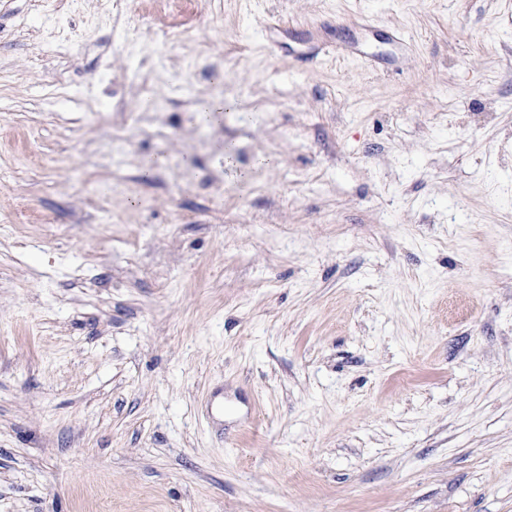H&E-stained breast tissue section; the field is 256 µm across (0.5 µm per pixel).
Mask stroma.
Segmentation results:
<instances>
[{
	"label": "stroma",
	"instance_id": "obj_1",
	"mask_svg": "<svg viewBox=\"0 0 512 512\" xmlns=\"http://www.w3.org/2000/svg\"><path fill=\"white\" fill-rule=\"evenodd\" d=\"M173 2L0 0V512H512V0Z\"/></svg>",
	"mask_w": 512,
	"mask_h": 512
}]
</instances>
